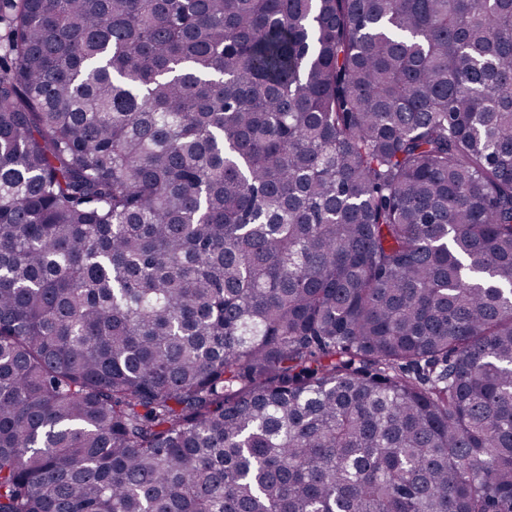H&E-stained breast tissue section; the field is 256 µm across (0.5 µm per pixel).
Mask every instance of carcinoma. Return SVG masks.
Masks as SVG:
<instances>
[{"mask_svg":"<svg viewBox=\"0 0 512 512\" xmlns=\"http://www.w3.org/2000/svg\"><path fill=\"white\" fill-rule=\"evenodd\" d=\"M0 512H512V0H11Z\"/></svg>","mask_w":512,"mask_h":512,"instance_id":"cac0c4a2","label":"carcinoma"}]
</instances>
